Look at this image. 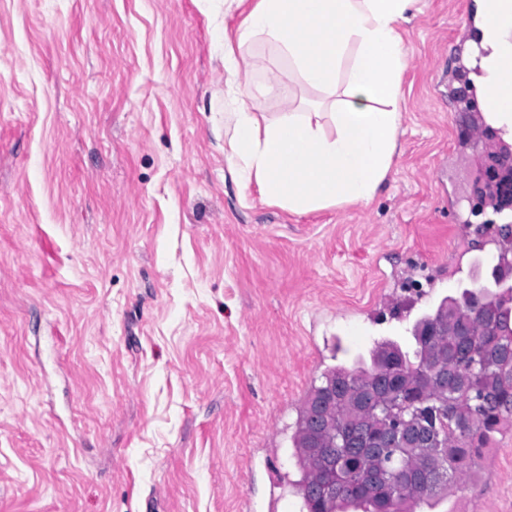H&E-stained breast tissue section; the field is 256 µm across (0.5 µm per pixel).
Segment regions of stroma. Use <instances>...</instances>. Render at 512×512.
Segmentation results:
<instances>
[{"label": "stroma", "instance_id": "obj_1", "mask_svg": "<svg viewBox=\"0 0 512 512\" xmlns=\"http://www.w3.org/2000/svg\"><path fill=\"white\" fill-rule=\"evenodd\" d=\"M402 26V133L368 205L295 215L224 156V0H0V512H301L291 436L327 367L495 256L452 134L478 0ZM274 117L323 91L263 41ZM434 512H512V432Z\"/></svg>", "mask_w": 512, "mask_h": 512}]
</instances>
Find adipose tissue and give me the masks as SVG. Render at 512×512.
I'll use <instances>...</instances> for the list:
<instances>
[{
  "label": "adipose tissue",
  "instance_id": "adipose-tissue-1",
  "mask_svg": "<svg viewBox=\"0 0 512 512\" xmlns=\"http://www.w3.org/2000/svg\"><path fill=\"white\" fill-rule=\"evenodd\" d=\"M421 0H257L224 48L226 93L239 105L231 113L226 158L243 187L303 215L331 206L370 203L390 172L401 127V83L407 49L400 26ZM483 56L480 95L498 92L489 124L512 132V88L503 67L512 63V0H481ZM261 39L274 44L307 87H342L330 111L289 107L259 119L245 103L251 83L239 78L235 47Z\"/></svg>",
  "mask_w": 512,
  "mask_h": 512
}]
</instances>
